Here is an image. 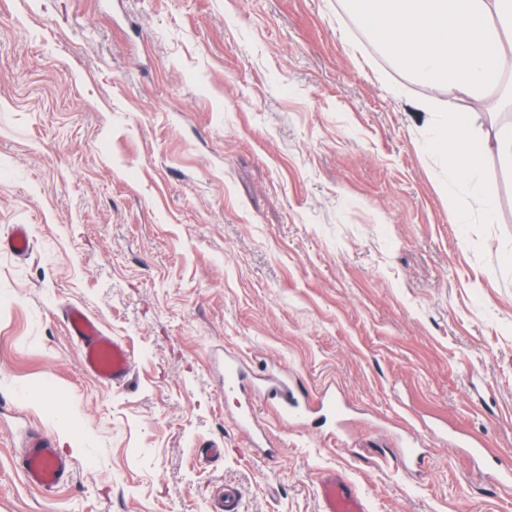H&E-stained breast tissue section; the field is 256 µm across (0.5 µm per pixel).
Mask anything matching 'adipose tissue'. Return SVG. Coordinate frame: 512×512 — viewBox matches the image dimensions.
<instances>
[{"mask_svg": "<svg viewBox=\"0 0 512 512\" xmlns=\"http://www.w3.org/2000/svg\"><path fill=\"white\" fill-rule=\"evenodd\" d=\"M378 45L419 81L437 90L449 111L435 124L431 147L448 158V192L476 197L494 215L496 187L484 177V154L458 100L512 88V0H369Z\"/></svg>", "mask_w": 512, "mask_h": 512, "instance_id": "ef3b65f1", "label": "adipose tissue"}]
</instances>
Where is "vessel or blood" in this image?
I'll list each match as a JSON object with an SVG mask.
<instances>
[{"label":"vessel or blood","instance_id":"b4317fda","mask_svg":"<svg viewBox=\"0 0 512 512\" xmlns=\"http://www.w3.org/2000/svg\"><path fill=\"white\" fill-rule=\"evenodd\" d=\"M26 225L16 224L0 234V252L26 255L31 248ZM68 336L78 345L84 371L98 382L115 387L125 385L131 375V354L119 338L106 335L98 322L84 309L71 307L64 318ZM268 399L280 417L289 422L301 421L309 410L300 403L286 379L269 383ZM20 467L27 482L40 489L60 485L72 472V460L62 455L53 439L43 433L26 435L19 450ZM320 512H369V506L355 489L337 473L323 475L319 485Z\"/></svg>","mask_w":512,"mask_h":512}]
</instances>
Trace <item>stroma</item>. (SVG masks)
I'll use <instances>...</instances> for the list:
<instances>
[{"instance_id":"stroma-1","label":"stroma","mask_w":512,"mask_h":512,"mask_svg":"<svg viewBox=\"0 0 512 512\" xmlns=\"http://www.w3.org/2000/svg\"><path fill=\"white\" fill-rule=\"evenodd\" d=\"M430 95L343 0H0V233L33 236L0 254V512H210L228 485L320 512L329 469L370 512H512L437 431L512 469V114L459 102L498 197L457 224ZM69 306L127 344L123 387ZM264 375L342 417L279 419ZM32 428L74 460L50 491L17 466ZM495 152L499 161L512 168V124L498 128L494 139ZM31 236L25 224H15L7 234H0V252L25 256L31 248ZM67 335L78 345L84 371L98 382L118 387L131 375V354L119 338L106 335L98 322L80 307L64 318Z\"/></svg>"}]
</instances>
